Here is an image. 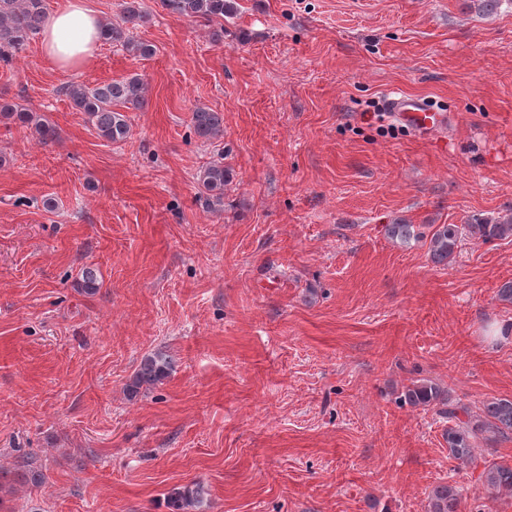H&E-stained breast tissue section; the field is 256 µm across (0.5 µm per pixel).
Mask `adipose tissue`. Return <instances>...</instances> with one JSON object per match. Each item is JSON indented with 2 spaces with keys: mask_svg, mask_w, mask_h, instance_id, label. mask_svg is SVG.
<instances>
[{
  "mask_svg": "<svg viewBox=\"0 0 512 512\" xmlns=\"http://www.w3.org/2000/svg\"><path fill=\"white\" fill-rule=\"evenodd\" d=\"M101 43L100 17L88 0H65L41 34L44 57L59 68L83 66Z\"/></svg>",
  "mask_w": 512,
  "mask_h": 512,
  "instance_id": "obj_1",
  "label": "adipose tissue"
}]
</instances>
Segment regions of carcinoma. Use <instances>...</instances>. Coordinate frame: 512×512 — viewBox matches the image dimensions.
<instances>
[{"label":"carcinoma","mask_w":512,"mask_h":512,"mask_svg":"<svg viewBox=\"0 0 512 512\" xmlns=\"http://www.w3.org/2000/svg\"><path fill=\"white\" fill-rule=\"evenodd\" d=\"M474 9L490 15L498 12L502 5L512 6V0H467ZM160 7L170 16L179 20L217 23L236 11V0H159ZM46 11L44 0H0V62L8 65L13 54L24 49L31 38L38 35L44 26ZM145 19L136 0H130L123 8L121 21L102 24L103 40L140 57H151L156 53L154 45L136 39L134 30ZM146 84L138 76L94 86L72 83L65 88L71 106L89 117L97 135L113 144H120L130 136V123L124 110H140L146 103ZM0 115L23 127H33L43 144L56 140L55 128L37 118L33 113L17 105H0ZM191 126L195 135L205 142H212L224 133V115L210 108L198 107L193 110ZM232 182L230 169L222 161L205 166L199 175V184L205 199V206L216 208L224 205V188ZM390 241L407 246L421 238L415 225L396 222L384 226ZM490 242L512 237V215L494 220L476 217L469 224H440L430 239V257L434 264L450 265L456 256L462 237ZM103 286L98 269L86 267L78 282V291L87 296L96 295ZM172 369L168 357L156 352L140 361L128 393L134 395L143 386L157 385L166 380ZM400 402L411 407L434 411L446 423L443 438L448 444L450 455L463 463L473 464V439L492 433L502 437L512 434V399L497 398L486 402L482 413L473 416L467 408L453 403L448 393L430 380H419L406 386ZM484 485L490 490L512 491V466L491 464L482 472ZM13 482L27 487H39L45 482L44 473L29 468L13 474ZM203 487L188 489L181 493L177 507L195 508L201 503ZM461 489L443 483L435 486L430 493L427 512H458Z\"/></svg>","instance_id":"obj_1"}]
</instances>
